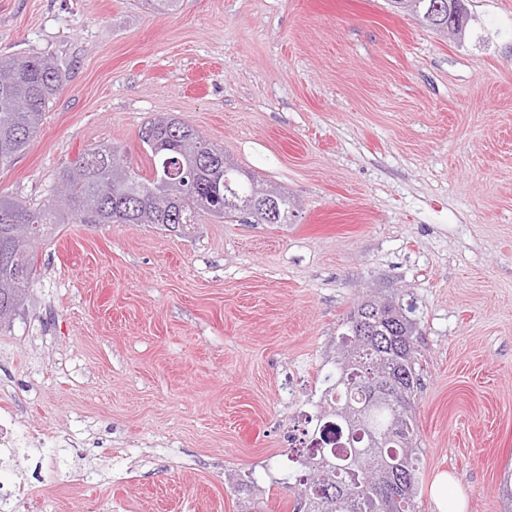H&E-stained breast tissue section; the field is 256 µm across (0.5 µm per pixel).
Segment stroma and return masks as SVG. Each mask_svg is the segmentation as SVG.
<instances>
[{"label":"stroma","mask_w":512,"mask_h":512,"mask_svg":"<svg viewBox=\"0 0 512 512\" xmlns=\"http://www.w3.org/2000/svg\"><path fill=\"white\" fill-rule=\"evenodd\" d=\"M450 40L390 0H0V55L67 81L0 194L179 117L295 204L287 224L66 218L0 327V402L29 443L21 512H291L288 430L366 293L417 322L415 512L452 474L466 512L512 477V0H468ZM273 469L277 483L265 471Z\"/></svg>","instance_id":"obj_1"}]
</instances>
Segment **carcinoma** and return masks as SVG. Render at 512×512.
<instances>
[{"mask_svg":"<svg viewBox=\"0 0 512 512\" xmlns=\"http://www.w3.org/2000/svg\"><path fill=\"white\" fill-rule=\"evenodd\" d=\"M466 0H391L422 27L448 34V21L468 13ZM65 75L44 56H0V168L36 138L49 104L64 87ZM150 176L139 174L109 144L78 156L62 175L57 205L32 209L0 195V247L15 262H0V325L13 318L38 275L36 255L47 228L66 214L84 224H151L165 229L193 224L203 211L217 219L243 214L255 224H286L293 211L288 195L262 187L224 149L191 124L171 115L142 126ZM220 163L202 171L193 188L175 177L200 145ZM18 225H32L25 237ZM415 323L393 297L366 295L342 317L338 336L336 385L344 392L319 404V416L347 428L349 454L331 462L307 456L298 463L306 484L294 492L292 512H413L419 489L421 450L414 409L419 374Z\"/></svg>","mask_w":512,"mask_h":512,"instance_id":"1","label":"carcinoma"}]
</instances>
